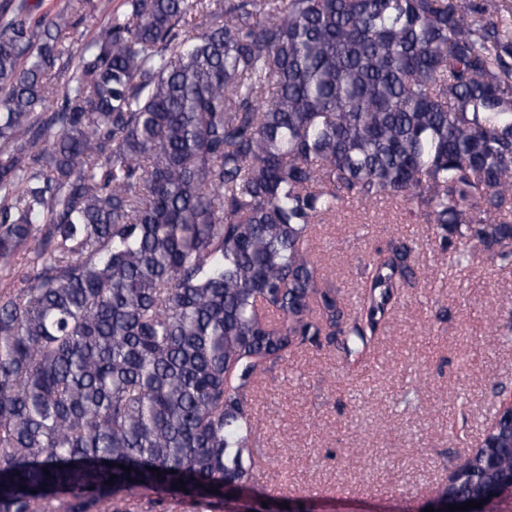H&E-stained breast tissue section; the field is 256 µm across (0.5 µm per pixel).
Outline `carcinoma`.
Wrapping results in <instances>:
<instances>
[{"instance_id": "obj_1", "label": "carcinoma", "mask_w": 512, "mask_h": 512, "mask_svg": "<svg viewBox=\"0 0 512 512\" xmlns=\"http://www.w3.org/2000/svg\"><path fill=\"white\" fill-rule=\"evenodd\" d=\"M88 5L0 4V512L205 509L253 483L257 359L368 349L414 276L377 251L344 322L322 215L401 198L512 265V29L499 0H123L72 50ZM487 439L512 467V423ZM456 471L496 512L485 449ZM128 500L130 512H201L197 504L189 498L137 494Z\"/></svg>"}]
</instances>
